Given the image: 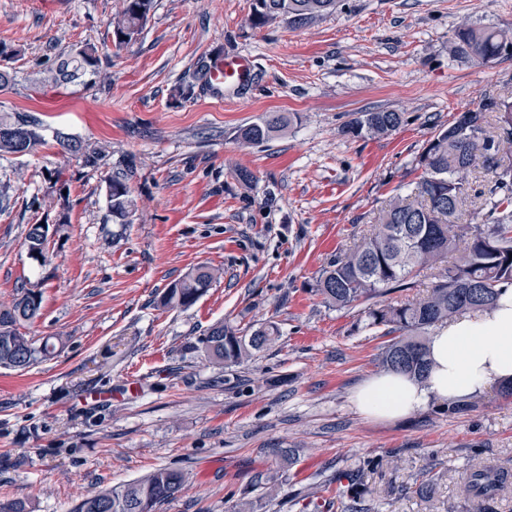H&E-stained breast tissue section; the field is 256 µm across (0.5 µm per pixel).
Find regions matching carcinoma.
<instances>
[{
	"label": "carcinoma",
	"instance_id": "carcinoma-1",
	"mask_svg": "<svg viewBox=\"0 0 512 512\" xmlns=\"http://www.w3.org/2000/svg\"><path fill=\"white\" fill-rule=\"evenodd\" d=\"M339 0H251L250 21L262 27L276 20L293 27L314 24L336 10ZM154 0H124L114 23L112 42L121 48L142 33ZM512 38L494 27L467 25L450 38V52L457 59L488 65L504 57L503 43ZM99 58L97 46L87 42L70 49L35 90L57 89L79 80L86 87L95 84ZM495 113L489 126L486 114ZM401 113L363 112L345 127L355 137L387 134L401 125ZM287 123L281 115L241 129L245 142L260 143ZM55 141L68 150L82 152L84 166L96 168L103 156L96 149H82L66 133H54ZM512 143V100L486 96L474 111L459 114L448 128L439 131L415 159L420 172L417 189L421 201L413 203L395 195L380 211L376 222L351 249L339 253L319 273L314 291L323 303L337 310L364 306L365 328L386 338L378 364L386 371L418 378L429 370L427 344L435 329L466 314L485 312L496 306L500 290L512 286V164L501 163L498 155ZM47 146L43 121L29 112L12 120H0V156L34 154ZM491 174V185L473 196L481 199L466 223L459 222L471 202L467 176L476 165ZM132 169L108 177V199L113 217L123 219L131 207L128 181ZM430 279L424 293L398 299L388 295L416 286L420 278ZM214 270L199 265L171 284L159 299V306L186 309L209 290ZM42 294L25 289L7 307H0V368L25 371L51 354L49 341L36 344L20 331L40 317ZM280 336L277 324L267 321L247 331L224 321L213 324L199 338L209 361L224 369L238 366L257 356ZM277 466L261 479L264 493L240 502L234 512H268L280 486L290 479L297 462V449L272 450ZM372 464L360 462L353 471L336 476L335 495L328 498L317 491L301 496L300 512H378L372 490L362 475ZM188 475L174 468H158L146 476L86 496L72 512H157L159 506L181 490ZM508 472L482 465H470L463 490L479 512H486L509 483Z\"/></svg>",
	"mask_w": 512,
	"mask_h": 512
}]
</instances>
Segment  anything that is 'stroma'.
Here are the masks:
<instances>
[{
    "label": "stroma",
    "instance_id": "35a3bbf8",
    "mask_svg": "<svg viewBox=\"0 0 512 512\" xmlns=\"http://www.w3.org/2000/svg\"><path fill=\"white\" fill-rule=\"evenodd\" d=\"M251 0H155L136 41L112 44L123 0H0V115L31 110L49 144L0 158V306L40 291L28 335L63 337L55 354L18 375L0 369V503L71 512L78 498L154 469L188 473L159 512H232L259 496L276 448L302 454L270 512L332 482L359 460L381 512H471L466 465L512 472V403L499 390L451 416L432 405L395 422L361 417L350 397L379 372L384 339L360 308L326 307L313 288L394 195L418 177L415 157L485 94L512 97V59L486 66L450 56L465 24L512 26V0H341L293 29L253 27ZM98 47L94 88L32 85L59 53ZM246 55L255 75L228 102L207 96L204 65ZM193 86L183 98L179 88ZM393 110L396 130L355 138L361 112ZM283 113L260 144L239 130ZM62 131L103 150L100 168L53 142ZM132 164V206L109 211L106 177ZM50 228L46 262L32 225ZM219 274L191 308H158L193 267ZM278 322L281 335L224 371L197 339L211 324ZM436 476L431 501L417 493Z\"/></svg>",
    "mask_w": 512,
    "mask_h": 512
}]
</instances>
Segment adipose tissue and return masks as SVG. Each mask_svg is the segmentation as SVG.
Here are the masks:
<instances>
[{
    "label": "adipose tissue",
    "mask_w": 512,
    "mask_h": 512,
    "mask_svg": "<svg viewBox=\"0 0 512 512\" xmlns=\"http://www.w3.org/2000/svg\"><path fill=\"white\" fill-rule=\"evenodd\" d=\"M425 378L381 371L352 393L356 412L368 420H399L432 404L484 394L512 383V288L494 310L463 316L437 329L429 340Z\"/></svg>",
    "instance_id": "1"
}]
</instances>
